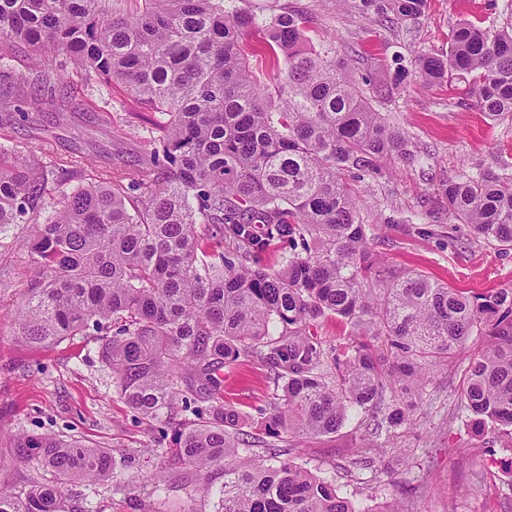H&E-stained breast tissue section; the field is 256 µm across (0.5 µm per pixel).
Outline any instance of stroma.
Returning a JSON list of instances; mask_svg holds the SVG:
<instances>
[{
    "label": "stroma",
    "mask_w": 512,
    "mask_h": 512,
    "mask_svg": "<svg viewBox=\"0 0 512 512\" xmlns=\"http://www.w3.org/2000/svg\"><path fill=\"white\" fill-rule=\"evenodd\" d=\"M236 4L265 20L291 6L307 11L309 43L331 42L339 54L354 57L359 70L384 88L376 110L407 131L421 152L417 162H392L361 181L348 172L341 175L360 203L375 251L390 264L457 288H512V249L479 242L466 225L436 222L431 213L442 182L477 174L494 166L498 154L512 153V119L491 123L468 105L466 77L431 90L393 80L397 67L415 56L447 52L458 21L498 28L512 13V0H428L424 15L394 34L330 0ZM74 91L86 109L60 115L33 107L29 121L0 127V144L9 154L33 150L41 157L56 198L136 161L159 136L157 113L137 105L125 88L78 84ZM32 231L28 224L0 226V487L18 490L44 478L36 465L14 461L11 444L20 433L49 434L116 457L134 454L133 466L122 472L127 493H113L108 482L87 490L68 486L69 494L86 497L93 512H202L203 503L177 487L146 494L159 465L152 449L162 426L147 425L117 397L112 371L100 356L105 341L100 332L89 329L41 348L19 338L15 309L35 273L25 245ZM482 345V337H472L434 369L402 428L397 451L350 468L364 440L352 420L334 434L293 446L292 457L334 478L342 496L372 510L395 502L405 512H512V438L478 427L461 408L462 368ZM271 392L258 364L241 360L225 366L224 401L243 414L257 417Z\"/></svg>",
    "instance_id": "stroma-1"
}]
</instances>
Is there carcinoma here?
Wrapping results in <instances>:
<instances>
[{
  "mask_svg": "<svg viewBox=\"0 0 512 512\" xmlns=\"http://www.w3.org/2000/svg\"><path fill=\"white\" fill-rule=\"evenodd\" d=\"M231 2L143 0L125 15L112 0H0V61L29 48L41 67L0 95V121L26 120L42 100L73 108L56 94L60 73L122 86L167 116L148 158L62 196L43 222L42 159L6 163L0 152V225H36L20 338L41 346L112 329L102 358L116 394L167 427L154 455L181 469L179 487L212 512H373L280 443L334 434L368 413L369 447H386L432 368L473 335L484 345L463 370L464 407L512 438V288L467 291L385 263L340 173L413 162L410 139L374 110L379 89L351 57L307 46L303 11L263 24ZM336 5L389 29L421 17L427 0ZM250 35L272 58V89L242 49ZM464 74L484 118H512V16L495 31L458 22L447 53L418 56L395 82L431 88ZM511 168L504 153L495 171L448 179L438 209L512 249ZM332 319L348 332L327 346L315 329ZM242 358L273 384L253 422L222 397L224 366ZM179 396L208 406L179 418ZM12 453L51 478L1 489L0 512H88L65 496L68 484L128 490L117 466H130L129 454L118 463L101 448L28 434Z\"/></svg>",
  "mask_w": 512,
  "mask_h": 512,
  "instance_id": "cac0c4a2",
  "label": "carcinoma"
}]
</instances>
